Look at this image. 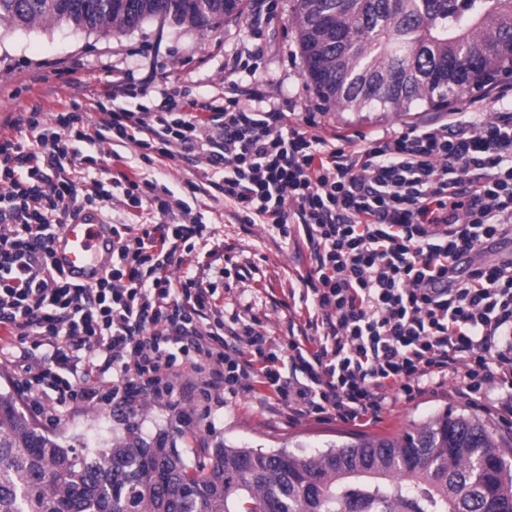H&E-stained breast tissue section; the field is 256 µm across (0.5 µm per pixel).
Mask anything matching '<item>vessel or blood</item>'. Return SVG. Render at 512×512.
<instances>
[{
  "label": "vessel or blood",
  "instance_id": "b4317fda",
  "mask_svg": "<svg viewBox=\"0 0 512 512\" xmlns=\"http://www.w3.org/2000/svg\"><path fill=\"white\" fill-rule=\"evenodd\" d=\"M55 257L74 283H96L112 266V229L87 210L63 224L53 242Z\"/></svg>",
  "mask_w": 512,
  "mask_h": 512
}]
</instances>
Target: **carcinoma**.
<instances>
[{
    "instance_id": "carcinoma-1",
    "label": "carcinoma",
    "mask_w": 512,
    "mask_h": 512,
    "mask_svg": "<svg viewBox=\"0 0 512 512\" xmlns=\"http://www.w3.org/2000/svg\"><path fill=\"white\" fill-rule=\"evenodd\" d=\"M246 0H0V24L123 33L149 19L208 31ZM304 76L352 112L443 110L512 68V0H296ZM0 512H512V464L481 421L445 410L400 437L316 457L218 444L191 466L134 429L77 449L0 394Z\"/></svg>"
}]
</instances>
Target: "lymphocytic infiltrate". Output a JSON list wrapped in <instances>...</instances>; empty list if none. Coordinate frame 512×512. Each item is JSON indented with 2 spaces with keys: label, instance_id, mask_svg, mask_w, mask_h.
Listing matches in <instances>:
<instances>
[{
  "label": "lymphocytic infiltrate",
  "instance_id": "lymphocytic-infiltrate-1",
  "mask_svg": "<svg viewBox=\"0 0 512 512\" xmlns=\"http://www.w3.org/2000/svg\"><path fill=\"white\" fill-rule=\"evenodd\" d=\"M134 95L120 71L98 123L63 110L48 124L36 104L0 135V369H21L22 398L60 415L182 395L207 412L248 391L361 423L452 374L473 401L499 386L512 416V259L482 257L512 238V110L468 102L433 123L330 141L311 112L231 98L194 114L170 94L135 111ZM103 141L163 158L181 147L223 168L217 189L241 223L263 219L284 238L302 225L314 262L307 334L283 346L253 319L225 322L200 273L170 276L189 240L204 248L209 236L155 181L122 186L154 223L113 225L111 269L72 283L53 241L62 217L106 211V182L72 177L108 169L112 156L84 151ZM32 345L45 355L30 358Z\"/></svg>",
  "mask_w": 512,
  "mask_h": 512
}]
</instances>
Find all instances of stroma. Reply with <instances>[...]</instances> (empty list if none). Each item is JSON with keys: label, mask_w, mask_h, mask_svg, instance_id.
I'll return each mask as SVG.
<instances>
[{"label": "stroma", "mask_w": 512, "mask_h": 512, "mask_svg": "<svg viewBox=\"0 0 512 512\" xmlns=\"http://www.w3.org/2000/svg\"><path fill=\"white\" fill-rule=\"evenodd\" d=\"M260 27L250 21L226 22L212 31L145 21L119 35L76 33L65 23H43L27 28L0 24V124L14 112L42 104L46 113L78 108L99 121L96 101L104 99L113 67H121L144 86L148 98L166 92L185 100L223 98L226 90H242L257 83L265 103H295L298 111H314L318 132L324 137L351 136L378 130L420 125L435 118V111L418 106L408 112H336L323 109L321 100L304 76L305 65L291 22L294 0H270ZM259 40L263 58L255 76L235 73L227 62L247 41ZM130 177L158 179L206 224L210 247L228 257L239 274L217 278L215 299L225 317L256 316L262 330L287 341L290 329H304L308 316L302 301L301 281L312 267L311 249L301 229L291 239L278 236L266 224H240L234 208L223 197L191 193L189 182L207 183L206 166L188 159L182 149L173 157L143 161L134 148H120ZM455 378L426 389L413 399L398 400L381 422L356 425L331 414L298 417L287 408L273 409L245 392L210 415L198 414L185 428H177L182 405L145 398L135 412L106 406L74 411L57 424L46 416L31 419L50 436L69 444L97 445L126 436L135 427L146 442L167 438L186 454L201 455L219 444L233 447L285 448L308 457L329 447L352 444L375 436H401L445 409L482 420L498 440H512V418L492 405H473L456 391Z\"/></svg>", "instance_id": "1"}]
</instances>
